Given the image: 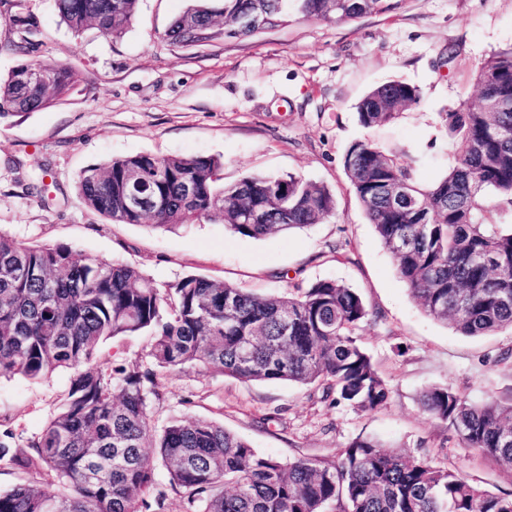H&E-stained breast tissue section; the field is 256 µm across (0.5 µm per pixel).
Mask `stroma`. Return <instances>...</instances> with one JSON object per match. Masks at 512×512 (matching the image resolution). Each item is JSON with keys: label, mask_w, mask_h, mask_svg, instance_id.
<instances>
[{"label": "stroma", "mask_w": 512, "mask_h": 512, "mask_svg": "<svg viewBox=\"0 0 512 512\" xmlns=\"http://www.w3.org/2000/svg\"><path fill=\"white\" fill-rule=\"evenodd\" d=\"M22 4L39 27L22 37L9 6L0 5V76L23 62L56 60L72 66L78 81L50 108L0 123L1 234L131 263L160 284L198 273L270 296L333 279L357 291L375 315L360 336L390 387L385 407H332L312 386L242 382L193 368L160 378L157 425L172 415L212 419L283 462L330 461L352 439L374 437L406 455H429L490 491L512 490V470L462 447L419 403L433 385L475 401L512 395V329L464 336L426 316L343 168L349 146L368 139L406 150L419 180L438 179L448 159L438 115L476 101V70L512 45V0H400L394 10L345 25L293 15L274 31L218 33L193 48L165 37L193 0H139L131 27L114 39L94 28L73 35L53 0ZM24 40L27 50L16 51ZM389 80L417 85L421 105L392 123L362 127L358 101ZM137 153L221 158L227 184L249 174H296L326 186L336 211L260 239L205 221L115 224L83 203L79 178L88 166ZM46 169L49 188L40 196L32 186ZM504 352L510 360L499 361ZM69 377L59 371L41 380L1 379L0 431L39 434Z\"/></svg>", "instance_id": "obj_1"}]
</instances>
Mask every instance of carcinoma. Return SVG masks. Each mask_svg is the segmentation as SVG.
Segmentation results:
<instances>
[{
  "label": "carcinoma",
  "mask_w": 512,
  "mask_h": 512,
  "mask_svg": "<svg viewBox=\"0 0 512 512\" xmlns=\"http://www.w3.org/2000/svg\"><path fill=\"white\" fill-rule=\"evenodd\" d=\"M306 19L348 24L389 11L398 0H222L189 8L166 33L182 47L212 33L252 36L237 20L263 14L288 24V2ZM138 0H55L76 36L89 27L121 36ZM34 68L50 73L32 84ZM478 102L439 114L448 170L422 183L402 154L356 141L345 174L369 223L392 255L423 313L467 336L512 328V46L474 76ZM77 83L65 63H20L0 77V119L50 107ZM421 89L392 80L357 104L366 128L418 105ZM216 157H113L82 172L83 202L114 224L173 227L203 219L233 234L263 238L330 217V190L296 175L249 174L221 183ZM132 170L144 181H128ZM152 209L127 206L132 194ZM370 316L361 296L319 280L261 296L189 274L159 285L137 267L77 258L66 244L27 246L0 234V378L41 379L64 368L63 407L21 443L0 434V461L25 475L0 491V512H167L169 494L184 512H512V492L494 493L430 458L382 450L357 437L334 461L283 463L260 454L216 421L171 417L156 431L159 377L210 369L242 382L314 384L330 406H385L390 388L360 342ZM151 337L147 361L98 364L103 341ZM423 410L448 423L464 448L512 468V400L474 402L445 386L420 395ZM164 478H159V473ZM59 487L49 492L44 482Z\"/></svg>",
  "instance_id": "carcinoma-1"
}]
</instances>
